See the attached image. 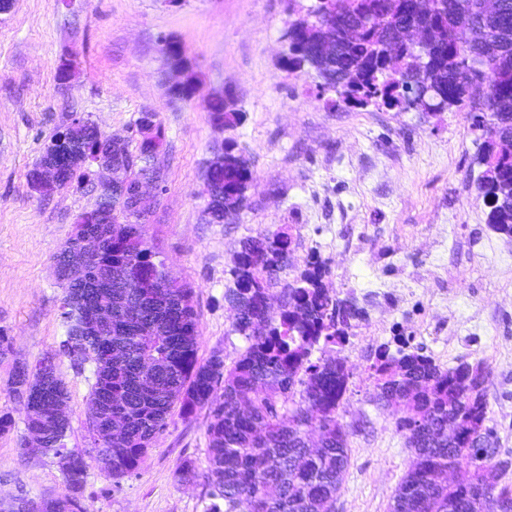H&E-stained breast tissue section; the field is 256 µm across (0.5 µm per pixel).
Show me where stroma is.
Returning <instances> with one entry per match:
<instances>
[{"label": "stroma", "mask_w": 512, "mask_h": 512, "mask_svg": "<svg viewBox=\"0 0 512 512\" xmlns=\"http://www.w3.org/2000/svg\"><path fill=\"white\" fill-rule=\"evenodd\" d=\"M315 0H16L0 17V415L17 414L7 384L14 362L48 358L67 384L69 443L89 447L91 370L76 373L58 353L65 330L54 257L90 188L32 194L26 175L72 114L137 144L151 111L167 132L166 190L145 230L174 280L193 290L198 357L232 365L246 341L224 300L241 239L280 228L294 239L291 282L311 256L330 264L326 288L355 298L366 316L345 358L348 389L337 410L350 465L334 512H389L414 453L377 404L370 366L379 346L408 337L436 364L485 362L487 424L498 459H512V238L493 230L477 190L478 134L464 112H415L335 102L314 72L288 70L290 22ZM178 40L197 76L189 101L166 92L164 39ZM73 61L60 81V57ZM233 91L244 114L234 129L213 125L211 94ZM251 155L248 206L235 223H209L206 164L227 138ZM206 412L173 416L137 475L113 486L90 469L88 512H204L203 482L178 483L183 460L206 468ZM16 422L0 434V497L62 492L55 461L22 446Z\"/></svg>", "instance_id": "obj_1"}]
</instances>
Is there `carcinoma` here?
<instances>
[{"label": "carcinoma", "instance_id": "1", "mask_svg": "<svg viewBox=\"0 0 512 512\" xmlns=\"http://www.w3.org/2000/svg\"><path fill=\"white\" fill-rule=\"evenodd\" d=\"M424 21L432 44L422 63L407 56L396 37L398 27ZM303 27L288 28L302 53L341 75L331 86L346 106L390 108L404 89H434L447 109L471 113L480 131V150L488 159L489 181L478 185L489 212L487 221L512 235V154L496 150L512 138V0H499L486 13L484 0H340L331 12L324 0L300 19ZM357 27L355 39L335 38L329 44L314 35L323 27ZM222 101L207 105L210 118L232 129L243 118L237 99L224 92ZM93 122L70 130L66 148L82 153L95 149ZM167 148L165 130L155 125L135 152L146 159L157 147ZM247 152L230 138L224 143V167L210 172L213 192L206 214L216 224L232 221L247 207L253 180ZM99 224H76L112 241V260L147 257L151 288H111L112 326L90 336L84 313L73 296L85 293L76 279L61 282L60 318L65 327L61 354L77 372L93 360L90 400L104 399L112 410L129 417L122 436L105 430L106 411L89 413L98 430L91 448H70V422L53 419L55 399L40 412H29L24 392L29 378L25 363L13 367L10 397L19 406L25 429L47 436V456L63 455L60 467L65 491L43 503L26 494L0 502V512H88L82 498L90 468L111 462L106 472L113 485L138 473L157 434L168 426L173 411L185 421L208 412L207 469L184 460L175 480L198 477L209 488L204 512H325L336 500L349 466L348 435L337 410L349 373L345 359L314 356V352L349 342L363 317L354 299L339 298L323 284L328 265L309 262L293 282L274 288L278 273L288 267L291 235L271 231L240 242L235 287L224 299L237 312L232 331L248 342L245 351L225 368L213 354L199 360L197 315L192 290L167 282L156 246L144 224L128 222L134 203L119 195L96 202ZM124 348V359L112 363L107 343ZM385 346L372 365L373 399L395 408L396 428L412 445L415 461L395 490L389 512H512V484L501 483L509 461H494L496 437L486 425V383L482 361L442 369L431 357ZM460 420L462 437L448 441V419ZM321 430L316 448L309 447L310 429ZM457 477L448 482V468Z\"/></svg>", "mask_w": 512, "mask_h": 512}]
</instances>
